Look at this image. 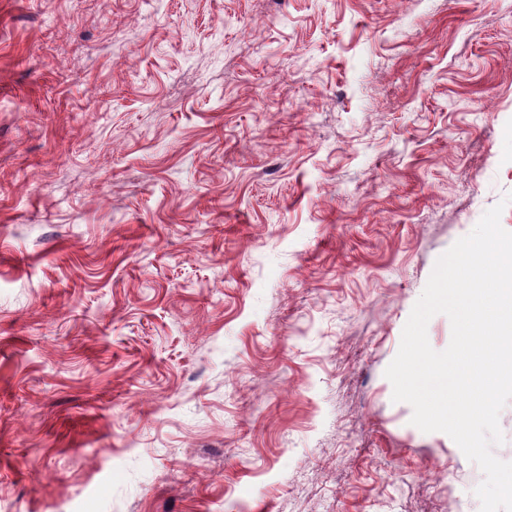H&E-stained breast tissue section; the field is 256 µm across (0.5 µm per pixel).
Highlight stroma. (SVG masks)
Returning <instances> with one entry per match:
<instances>
[{"label": "stroma", "instance_id": "stroma-1", "mask_svg": "<svg viewBox=\"0 0 512 512\" xmlns=\"http://www.w3.org/2000/svg\"><path fill=\"white\" fill-rule=\"evenodd\" d=\"M511 193L512 0H0V512H480L385 371Z\"/></svg>", "mask_w": 512, "mask_h": 512}]
</instances>
